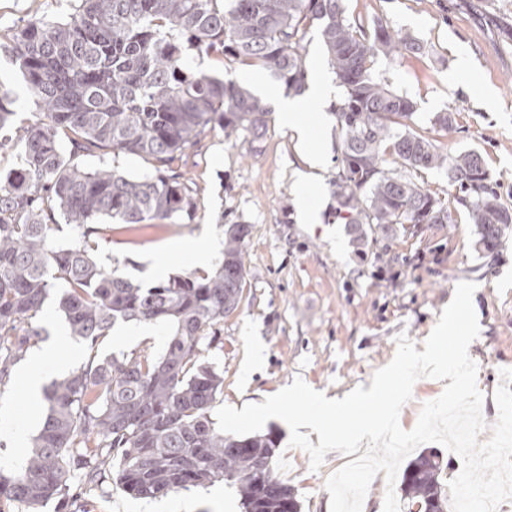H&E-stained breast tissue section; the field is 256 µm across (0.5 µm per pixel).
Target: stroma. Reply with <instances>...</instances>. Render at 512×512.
I'll list each match as a JSON object with an SVG mask.
<instances>
[{"label": "stroma", "mask_w": 512, "mask_h": 512, "mask_svg": "<svg viewBox=\"0 0 512 512\" xmlns=\"http://www.w3.org/2000/svg\"><path fill=\"white\" fill-rule=\"evenodd\" d=\"M350 19L366 24L383 20L411 33L419 54L373 66L398 92L417 104L415 129L432 135L436 113L454 112L456 130L438 138L448 155L465 150L481 154L504 204L512 205V0H345ZM76 0H0V32L22 27L32 17L62 20ZM332 101L306 107L298 122L322 150V168H309L297 137L272 112L265 130L225 137L206 130L198 144L173 165L190 179L196 208L175 222L113 225L97 240L100 263L146 286L143 258L158 256L165 276L195 267L176 247L201 229L223 237L228 224H246V276L238 307L218 327L223 350L204 352L224 376L217 405L260 403L294 379H302L328 398H343L355 387H370L376 370L397 351L398 334L416 350L435 327L460 282L475 283L473 305L480 333L469 346L478 365L477 386L484 394L483 415L494 423L493 394L500 371L512 368V231L492 261L476 247L475 227L456 204L445 171L422 170L411 177L440 200L451 216L447 224L405 225L376 233L357 251L347 224L334 220L333 182L340 135ZM308 198L319 221L301 224L296 202ZM117 323L98 346L100 357L132 358L159 354L166 328L151 324V334L131 342ZM13 366L0 389V472L26 465L30 451L12 444L13 431L26 425L37 435L45 404H32ZM274 461L278 476L294 487L301 512H330L326 481L344 457L331 451L319 471H311L307 453L290 447L289 429ZM78 512H142L140 499L117 484L90 490L74 484ZM174 506L191 502L194 512H243L236 489L217 482L163 498Z\"/></svg>", "instance_id": "1"}]
</instances>
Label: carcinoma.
<instances>
[{"label": "carcinoma", "instance_id": "1", "mask_svg": "<svg viewBox=\"0 0 512 512\" xmlns=\"http://www.w3.org/2000/svg\"><path fill=\"white\" fill-rule=\"evenodd\" d=\"M313 27L341 88L332 108L341 133L333 215L353 241L365 244L366 224L385 233L395 224L448 223V208L406 175L443 169L482 250L501 246L512 207L482 156L441 152L411 127L416 103L372 72L381 57L419 53V42L387 23L368 30L351 21L344 0H79L65 20H29L0 40L37 107L15 126L16 93L0 81V132L15 129L24 151L21 167L0 177V386L39 335L32 319L54 280L66 285L59 307L89 357L46 389L48 412L25 468L0 474V497L22 512L66 499L75 479L96 486L108 478L140 499L222 481L237 489L244 512H300L294 489L268 467L279 433L226 435L211 415L224 376L201 352L223 347L218 325L240 301L248 226L224 228V260L214 270L148 288L99 263L91 238L101 219L143 224L191 213L190 191L166 175L179 156L207 128L230 137L266 127L263 97L191 68L188 51L257 64L299 94ZM432 126L448 134L454 113H438ZM107 154L139 156L151 169L130 176L112 164L89 171L76 162ZM59 217L81 231L78 239L56 241ZM119 321L166 326L162 352L99 358L100 340ZM451 469L450 458L429 448L411 459L399 486L404 512H448Z\"/></svg>", "mask_w": 512, "mask_h": 512}]
</instances>
